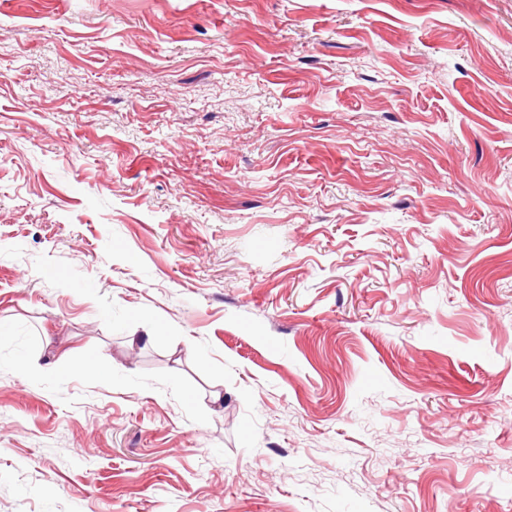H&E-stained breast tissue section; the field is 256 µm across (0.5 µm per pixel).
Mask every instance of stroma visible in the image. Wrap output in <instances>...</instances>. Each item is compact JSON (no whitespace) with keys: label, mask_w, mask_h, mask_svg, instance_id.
I'll return each instance as SVG.
<instances>
[{"label":"stroma","mask_w":512,"mask_h":512,"mask_svg":"<svg viewBox=\"0 0 512 512\" xmlns=\"http://www.w3.org/2000/svg\"><path fill=\"white\" fill-rule=\"evenodd\" d=\"M0 512H512V0H0Z\"/></svg>","instance_id":"1"}]
</instances>
